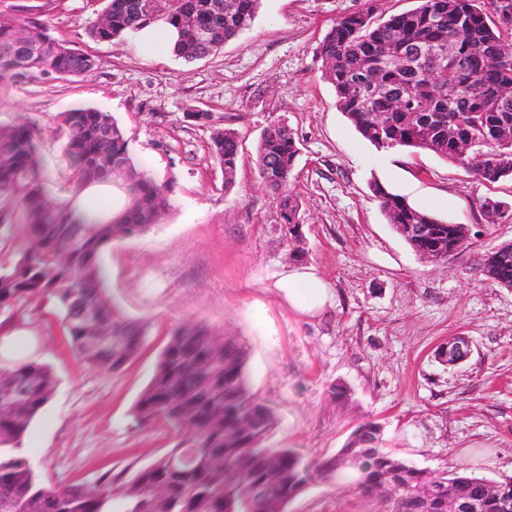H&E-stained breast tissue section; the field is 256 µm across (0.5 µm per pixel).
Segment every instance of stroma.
<instances>
[{
  "label": "stroma",
  "instance_id": "stroma-1",
  "mask_svg": "<svg viewBox=\"0 0 512 512\" xmlns=\"http://www.w3.org/2000/svg\"><path fill=\"white\" fill-rule=\"evenodd\" d=\"M418 0H261L249 29L192 62L153 57L136 40L98 41L90 31L106 0H0V18L35 17L53 36L99 60L63 81L39 73L0 79V127L30 123L46 197H66L73 170L62 113L93 107L113 117L134 162L174 186L170 207L140 235L101 256L104 285L125 316L148 322L139 353L101 372L73 354L54 301L23 316V357L52 366L57 388L23 446L48 487L96 484L149 464L183 440L165 423H141L134 405L171 328L202 322L247 354L246 380L275 425L266 441L304 460L336 454L362 423L382 427L383 448L436 474L456 467L512 482V288L480 271L484 253L512 243V214L487 223L480 206L512 203V181L482 182L423 149L384 150L362 137L337 106L316 48L345 15L385 16ZM210 112L214 124L191 119ZM283 122L297 156L289 188L302 203L299 241L280 229L276 199L262 183L257 145ZM239 140L232 183L211 154L215 130ZM381 183L416 209L464 224L470 237L445 263L422 258L388 224L372 190ZM333 290L313 316L277 288L295 262ZM467 336L470 355L436 358L449 337ZM288 512H388L380 500L334 484L309 486Z\"/></svg>",
  "mask_w": 512,
  "mask_h": 512
}]
</instances>
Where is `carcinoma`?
<instances>
[{"label":"carcinoma","mask_w":512,"mask_h":512,"mask_svg":"<svg viewBox=\"0 0 512 512\" xmlns=\"http://www.w3.org/2000/svg\"><path fill=\"white\" fill-rule=\"evenodd\" d=\"M419 0L409 11L377 15L357 11L342 17L316 48L323 75L338 105L359 133L379 149H426L457 163L486 183L512 177V21L492 0ZM260 0H107L108 23L90 36L110 41L163 17L178 32L173 54L186 61L205 58L249 28ZM23 24L0 19V78L31 73L70 80L91 73L89 55L54 37L43 48L22 40ZM454 83L434 75L443 52ZM400 54L398 63L382 51ZM379 113L385 124L376 122ZM64 146L73 183L70 198L46 205L35 127H0V229L20 228L30 247L11 267L0 268L2 326H13L31 302L56 301L71 349L92 367L119 371L139 351L148 324L124 317L102 286L100 256L115 239L149 230L169 207L172 187L159 184L134 165L117 122L95 108L63 114ZM111 128L112 143L101 144ZM211 153L233 175L239 143L231 130L211 138ZM298 153L294 132L277 122L261 134L257 164L266 188L278 200L281 223L299 238L301 203L288 190ZM112 180V217L78 211L72 199L94 182ZM374 191L388 223L415 252L432 250L446 262L466 235L418 210L405 198L377 185ZM414 224L419 232L406 231ZM500 261L512 279V245L485 254L481 271ZM242 347L207 325L182 321L170 333L153 378L135 405L144 422L163 421L189 433L132 475L103 479L98 486L45 487L22 447L32 422L56 388L52 368L19 359L0 365V512H286L296 488L350 481L366 497L379 496L391 512H448V494L486 498L489 481L457 469L431 476L379 447L377 424L358 426L338 453L304 461L289 448H269L271 411L250 393ZM429 483L437 493L421 506L417 489Z\"/></svg>","instance_id":"carcinoma-1"}]
</instances>
